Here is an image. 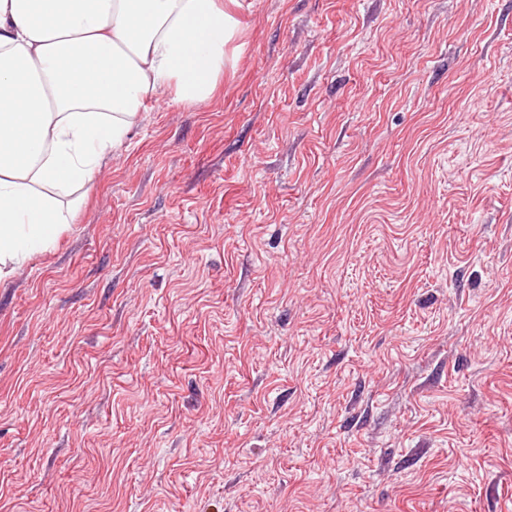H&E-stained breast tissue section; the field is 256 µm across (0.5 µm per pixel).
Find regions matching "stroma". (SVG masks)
<instances>
[{"label": "stroma", "instance_id": "stroma-1", "mask_svg": "<svg viewBox=\"0 0 512 512\" xmlns=\"http://www.w3.org/2000/svg\"><path fill=\"white\" fill-rule=\"evenodd\" d=\"M0 280V512H512V0H245Z\"/></svg>", "mask_w": 512, "mask_h": 512}]
</instances>
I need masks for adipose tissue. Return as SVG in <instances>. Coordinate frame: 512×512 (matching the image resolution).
I'll return each mask as SVG.
<instances>
[{
	"instance_id": "1",
	"label": "adipose tissue",
	"mask_w": 512,
	"mask_h": 512,
	"mask_svg": "<svg viewBox=\"0 0 512 512\" xmlns=\"http://www.w3.org/2000/svg\"><path fill=\"white\" fill-rule=\"evenodd\" d=\"M238 35L223 0H0V278L52 242L146 102L211 99Z\"/></svg>"
}]
</instances>
